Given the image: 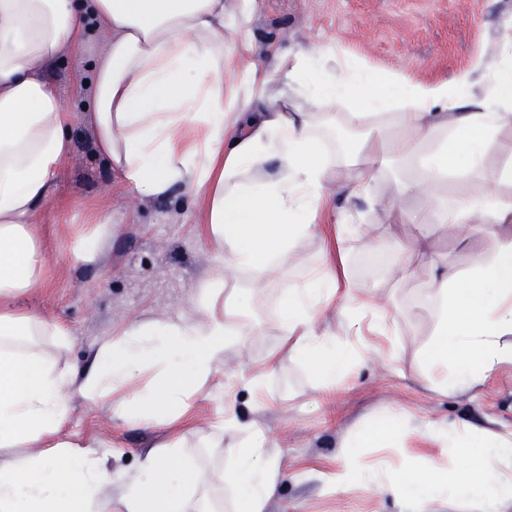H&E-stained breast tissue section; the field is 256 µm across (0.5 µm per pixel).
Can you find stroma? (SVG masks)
<instances>
[{
    "label": "stroma",
    "mask_w": 512,
    "mask_h": 512,
    "mask_svg": "<svg viewBox=\"0 0 512 512\" xmlns=\"http://www.w3.org/2000/svg\"><path fill=\"white\" fill-rule=\"evenodd\" d=\"M512 0H264L251 25L252 57L263 65L268 42L285 46L335 41L336 54L357 70L383 71L429 82L454 80L478 53L493 54L487 30ZM89 60L62 55L51 70L62 103L73 114L67 130L69 158L53 185L51 200L38 214L44 239L46 279L19 301L20 306L63 323L69 347L58 357L62 367L87 368L99 343L117 330L151 320L196 316L199 289L219 264L208 245L202 207L176 191L143 201L123 187L121 174L102 153L86 97L80 88ZM104 214L105 230L94 225ZM97 234V261L77 263L84 236ZM355 280L382 277L393 261L392 249L371 255L359 246L337 244ZM423 279L389 281L385 293L401 314L384 347L365 363L321 389L309 368L282 359L264 382V405L248 406L250 395L238 390L234 405L241 418L257 421L268 433L272 452L285 476L268 512H396L392 499L354 485L347 491L323 487L302 470L312 465L329 472L344 460L349 438L386 410L413 416L418 424H472L512 431V366H503L483 387L445 396L422 378L420 353L430 339L432 317L406 315L419 302ZM280 293L265 288L252 304L254 334L246 346H231L224 361L195 400L196 425L209 429L224 409V383L245 366L262 362L278 348ZM68 433L75 440L108 444L113 469L135 475L138 461L172 438L163 420L134 424L117 414L111 400L92 405L70 401ZM432 454L454 462L455 451L419 439L384 440L359 449L362 462H388L418 469Z\"/></svg>",
    "instance_id": "1"
}]
</instances>
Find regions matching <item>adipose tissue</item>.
Instances as JSON below:
<instances>
[{
    "instance_id": "obj_1",
    "label": "adipose tissue",
    "mask_w": 512,
    "mask_h": 512,
    "mask_svg": "<svg viewBox=\"0 0 512 512\" xmlns=\"http://www.w3.org/2000/svg\"><path fill=\"white\" fill-rule=\"evenodd\" d=\"M260 0H0V512H266L283 478L266 431L226 408L222 428L241 443L232 465L203 471L179 440L146 453L129 478L107 454L64 438L69 392L90 403L113 397L141 423L192 428L194 397L232 345L252 334L248 300L278 285L277 321L290 359L309 367L323 388L363 363L368 337L390 332L394 307L379 281H355L323 253L287 281L299 244L333 225H357L355 241L377 252L382 236L356 212H336L332 197L362 200L390 234L404 232L391 265L399 280L426 269L435 306L422 355L425 379L444 394L482 386L512 363V153L490 160L512 129V14L498 23L495 52L476 56L457 79L408 84L383 72L337 64L333 45L266 48L268 64L249 60V26ZM105 47L88 67L91 111L103 153L142 199L173 188L204 208L208 241L223 268L247 287L224 292V275L201 288L198 320L147 322L100 343L82 373L58 369L39 339L66 349L59 322L18 308L43 282L38 207L50 198L73 118L46 71L63 53L96 35ZM371 88L344 109L351 86ZM414 199L407 212L400 201ZM476 225L457 237L466 267L441 256L428 218ZM348 339L319 332L330 304ZM153 380L140 384L146 370ZM417 424L401 412L375 417L350 445L407 439ZM454 468L424 456L427 482L409 485L390 465L357 468L353 457L314 479L336 489L361 484L396 500L400 512H432L437 502L474 501L482 512H512V432L472 427ZM231 499H224V492Z\"/></svg>"
}]
</instances>
